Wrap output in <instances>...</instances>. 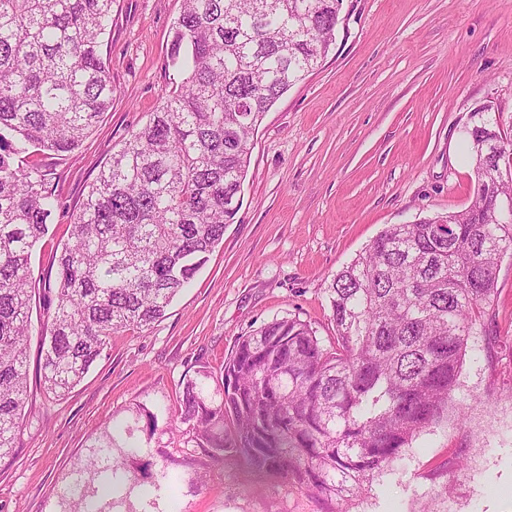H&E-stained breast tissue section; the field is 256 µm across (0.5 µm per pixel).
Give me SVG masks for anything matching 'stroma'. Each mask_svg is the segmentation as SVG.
Masks as SVG:
<instances>
[{"label":"stroma","mask_w":512,"mask_h":512,"mask_svg":"<svg viewBox=\"0 0 512 512\" xmlns=\"http://www.w3.org/2000/svg\"><path fill=\"white\" fill-rule=\"evenodd\" d=\"M322 66L288 90L254 134L241 208L165 317L113 335L65 398L30 370L16 447L0 459V512H62L74 471L109 421L137 425L129 469L174 468V492L140 483L106 512H334L277 475L169 426L186 379L215 387L236 340L299 317L333 346L334 275L391 224L465 208L474 174L464 130L472 110L512 138V0H353ZM182 0H113L101 53L112 105L57 164V207L33 256L45 276L100 167L142 128L173 76ZM468 341L447 418L376 478L355 512H512V254Z\"/></svg>","instance_id":"stroma-1"}]
</instances>
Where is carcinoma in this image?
I'll return each instance as SVG.
<instances>
[{
	"label": "carcinoma",
	"mask_w": 512,
	"mask_h": 512,
	"mask_svg": "<svg viewBox=\"0 0 512 512\" xmlns=\"http://www.w3.org/2000/svg\"><path fill=\"white\" fill-rule=\"evenodd\" d=\"M113 0H0V457L20 434L32 333L31 256L56 199L44 159L76 150L112 103L100 54ZM344 0H183L174 77L145 126L112 152L85 194L48 286L41 383L65 396L112 335L164 318L240 209L253 137L293 85L327 57ZM476 107L465 127L475 175L467 207L391 224L329 288L335 345L298 317L239 337L221 385H183L174 429L213 456L235 453L351 512L373 480L454 401L463 355L512 250V140ZM92 445L88 490L68 512H102L135 479Z\"/></svg>",
	"instance_id": "1"
}]
</instances>
